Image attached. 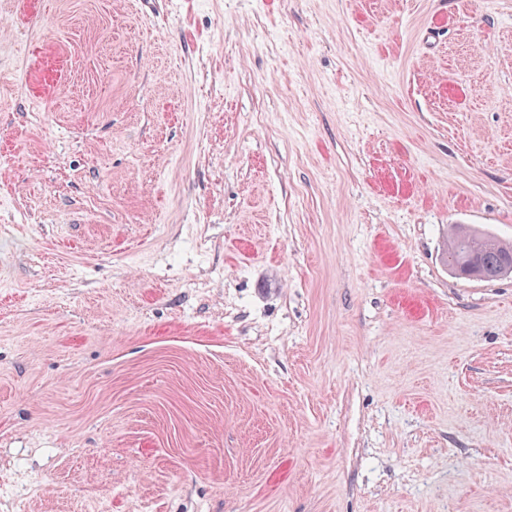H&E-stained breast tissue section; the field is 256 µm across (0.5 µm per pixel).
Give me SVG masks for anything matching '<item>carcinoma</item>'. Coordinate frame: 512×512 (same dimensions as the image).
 <instances>
[{
	"mask_svg": "<svg viewBox=\"0 0 512 512\" xmlns=\"http://www.w3.org/2000/svg\"><path fill=\"white\" fill-rule=\"evenodd\" d=\"M448 252L465 260L475 259L486 281L512 271V246L479 229L463 227L456 230L449 241Z\"/></svg>",
	"mask_w": 512,
	"mask_h": 512,
	"instance_id": "obj_1",
	"label": "carcinoma"
}]
</instances>
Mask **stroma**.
Masks as SVG:
<instances>
[{
    "instance_id": "obj_1",
    "label": "stroma",
    "mask_w": 512,
    "mask_h": 512,
    "mask_svg": "<svg viewBox=\"0 0 512 512\" xmlns=\"http://www.w3.org/2000/svg\"><path fill=\"white\" fill-rule=\"evenodd\" d=\"M512 0H0L14 512H512ZM448 247V253L461 255L464 260L474 258L484 275L482 279L486 281H493L512 271V246L479 229L458 227ZM458 255H448L451 268H456L461 262Z\"/></svg>"
}]
</instances>
